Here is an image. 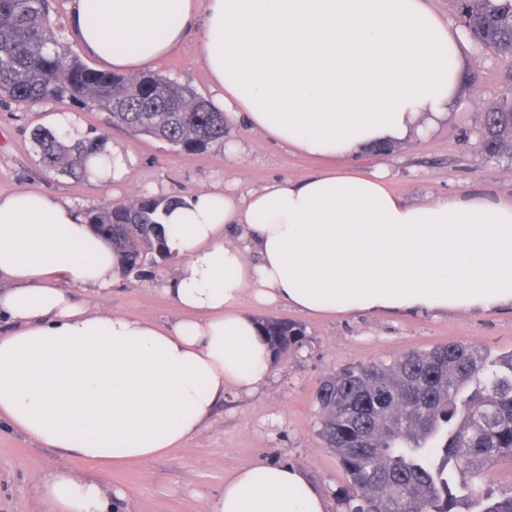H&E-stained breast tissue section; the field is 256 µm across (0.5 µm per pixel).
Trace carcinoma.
Here are the masks:
<instances>
[{
	"mask_svg": "<svg viewBox=\"0 0 512 512\" xmlns=\"http://www.w3.org/2000/svg\"><path fill=\"white\" fill-rule=\"evenodd\" d=\"M468 34L505 64L499 101L483 116L480 149L489 163L512 158V0H462ZM0 100L67 102L108 113L112 125L181 150L229 135L224 113L191 86L145 71L93 69L70 54L50 18V0H0ZM44 166L74 178L105 166V141L38 128ZM179 198L143 193L86 212L87 223L138 270L169 256L163 213ZM275 357L307 340L303 324L259 320ZM318 436L338 458L346 512H512V486L497 494L486 475L512 459V349L497 354L450 342L408 350L329 374L315 395Z\"/></svg>",
	"mask_w": 512,
	"mask_h": 512,
	"instance_id": "carcinoma-1",
	"label": "carcinoma"
}]
</instances>
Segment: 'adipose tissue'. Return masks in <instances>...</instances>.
Listing matches in <instances>:
<instances>
[{
	"label": "adipose tissue",
	"mask_w": 512,
	"mask_h": 512,
	"mask_svg": "<svg viewBox=\"0 0 512 512\" xmlns=\"http://www.w3.org/2000/svg\"><path fill=\"white\" fill-rule=\"evenodd\" d=\"M97 25H89V14ZM106 67L143 70L203 18L201 52L232 118L325 160L301 180L205 191L164 222L177 316L92 310L121 257L81 210L0 194V423L89 463L149 462L198 436L226 391L253 393L275 357L244 298L307 314H479L512 308V198L392 190L371 148L447 119L462 80L456 32L429 0H70ZM49 512H109L99 476L34 471ZM204 512H328L306 470H238Z\"/></svg>",
	"instance_id": "adipose-tissue-1"
}]
</instances>
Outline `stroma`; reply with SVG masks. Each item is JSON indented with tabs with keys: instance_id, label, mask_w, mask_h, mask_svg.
I'll return each instance as SVG.
<instances>
[{
	"instance_id": "35a3bbf8",
	"label": "stroma",
	"mask_w": 512,
	"mask_h": 512,
	"mask_svg": "<svg viewBox=\"0 0 512 512\" xmlns=\"http://www.w3.org/2000/svg\"><path fill=\"white\" fill-rule=\"evenodd\" d=\"M456 32L464 36L462 88L446 121L425 138L396 143L389 153L390 184L408 201L454 193L512 196V159L485 162L477 128L483 112L501 96L504 65L482 44L465 36L457 0H432ZM201 24H194L154 73L189 84L214 99L200 53ZM50 104L0 101V194L37 191L70 201L81 211L127 201L143 193L191 198L199 192L238 182L258 185L271 179H301L318 163L292 155L244 123L231 124V139L243 149L229 161L224 145L200 151L177 150L150 137H135L111 125L105 113L74 110L77 131L104 137L108 148L121 150L130 174L126 181L102 185L91 177L75 180L46 171L31 143L32 131L46 125ZM173 272L172 259L146 263L143 275H128L103 295L80 293L96 310L164 322L177 310L162 293ZM255 317H278L303 324L307 341L275 362V371L258 391L227 392L204 422L202 433L163 457L147 463L96 468L8 428L0 429V512H45L31 472L67 470L78 476L99 474L105 487L122 493L116 512H202L237 470L268 462L304 466L330 504L345 512V473L318 436L314 392L325 376L347 364L389 359L407 349L426 350L451 341L494 351L512 347V311L487 314L306 315L272 304L251 309Z\"/></svg>"
}]
</instances>
